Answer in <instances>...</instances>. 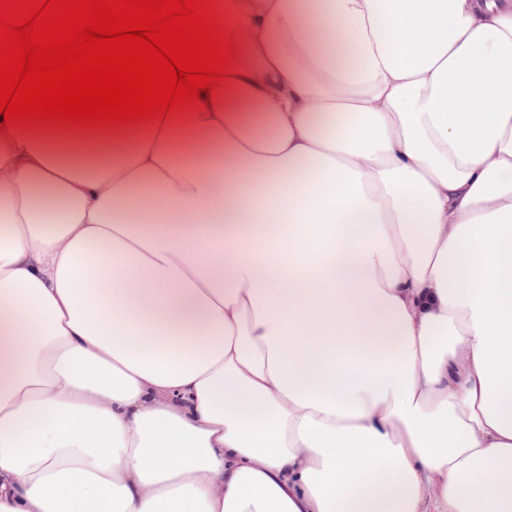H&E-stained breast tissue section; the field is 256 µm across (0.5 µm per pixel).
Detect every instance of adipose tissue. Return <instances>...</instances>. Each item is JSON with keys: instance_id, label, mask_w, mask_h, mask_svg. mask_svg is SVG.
<instances>
[{"instance_id": "1", "label": "adipose tissue", "mask_w": 512, "mask_h": 512, "mask_svg": "<svg viewBox=\"0 0 512 512\" xmlns=\"http://www.w3.org/2000/svg\"><path fill=\"white\" fill-rule=\"evenodd\" d=\"M204 107L0 134V512H512V0H217Z\"/></svg>"}]
</instances>
